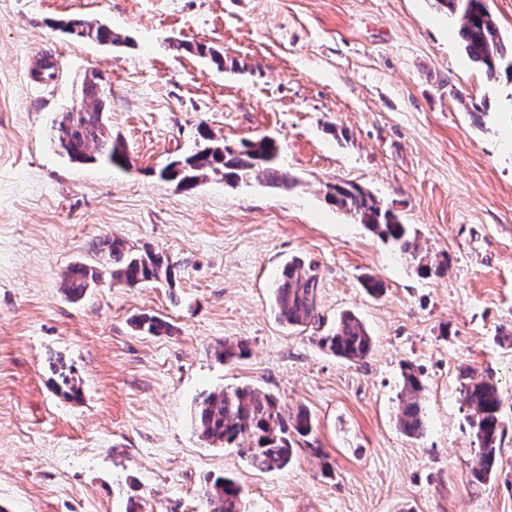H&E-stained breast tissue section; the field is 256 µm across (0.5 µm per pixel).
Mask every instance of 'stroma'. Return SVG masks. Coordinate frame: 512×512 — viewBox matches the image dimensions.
Here are the masks:
<instances>
[{"mask_svg":"<svg viewBox=\"0 0 512 512\" xmlns=\"http://www.w3.org/2000/svg\"><path fill=\"white\" fill-rule=\"evenodd\" d=\"M73 17L124 45L62 33ZM458 25L435 0H0V512H126L131 497L203 512L204 480L222 474L246 512H512V83L471 61ZM92 74L126 169L52 141ZM205 130L274 136L293 183L161 180ZM336 182L393 209L447 272L418 273L327 201ZM107 235L167 253L172 281L69 299L65 273L103 263ZM294 256L317 268L322 325L273 310ZM345 312L373 339L359 362L316 344ZM143 315L171 333L135 328ZM237 341L244 357L216 360ZM58 360L78 397L56 389ZM407 363L422 373L417 439L397 423ZM466 368L503 398L498 470L477 486ZM246 384L313 416L286 470H253L191 422L206 394Z\"/></svg>","mask_w":512,"mask_h":512,"instance_id":"stroma-1","label":"stroma"}]
</instances>
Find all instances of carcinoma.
I'll return each mask as SVG.
<instances>
[{
	"label": "carcinoma",
	"instance_id": "cac0c4a2",
	"mask_svg": "<svg viewBox=\"0 0 512 512\" xmlns=\"http://www.w3.org/2000/svg\"><path fill=\"white\" fill-rule=\"evenodd\" d=\"M449 16L460 20L458 37L468 57L483 67L490 79L502 75L512 81V43L503 41L496 21L488 11L485 0H436ZM66 33L79 39L99 43L121 44L123 40L104 25L92 24L82 18L64 23ZM81 99L61 113L52 125L54 143L61 154L76 163H105L122 168L127 163L125 148L112 139L104 114L106 103L99 94L97 77L85 79ZM210 145L182 159L183 171L165 166L159 172L163 179L175 178L192 189L211 174H220L227 184L248 183L259 174L275 187L291 182L288 172L278 164L279 147L268 137L226 145L205 134ZM327 199L339 209L352 214L382 242L389 243L403 254L418 258L417 271L439 276L448 268V258L417 257L418 245L408 225L392 209L384 207L369 192L352 183L327 186ZM98 253L107 255L112 280L134 286L142 282L172 280L174 265L162 252L145 250L133 252L124 240L105 236L94 243ZM102 272L94 267L73 266L66 274L63 289L66 295L78 300L84 297ZM274 310L278 320L289 326L307 327L321 322L319 312V279L314 264L298 257L285 262L282 274L273 288ZM135 327L158 336L169 330V324L156 317L144 315ZM318 345L330 353L350 360L361 361L373 349L372 337L365 324L354 314L344 313L336 328L317 337ZM246 354L243 342L224 343L216 352L222 362H230ZM403 389L398 424L410 438L426 431V419L419 402L422 383L413 365L403 366ZM460 398L471 410L472 428L477 448L476 463L471 469V481L488 480L497 466L502 437L500 410L502 398L490 380L473 379L461 384ZM193 422L196 429L211 444L238 448L249 466L260 472L282 470L291 462L295 437L312 434L311 414L304 408H288L277 396L261 392L252 386L222 389L208 393L198 403ZM247 437L249 444L242 448L237 440ZM207 512H245L244 490L234 479L209 476L203 487Z\"/></svg>",
	"mask_w": 512,
	"mask_h": 512
}]
</instances>
